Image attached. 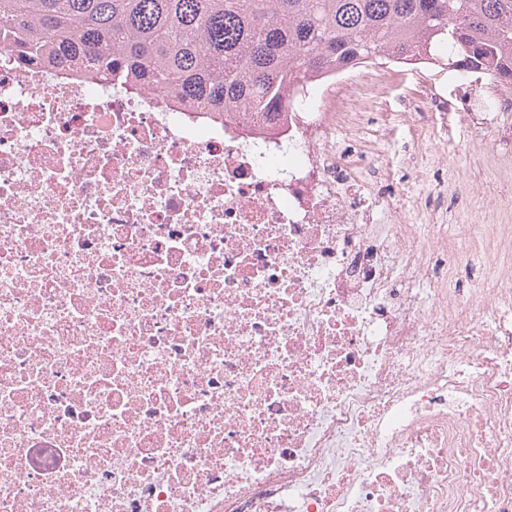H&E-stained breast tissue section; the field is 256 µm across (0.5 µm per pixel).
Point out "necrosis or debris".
Segmentation results:
<instances>
[{"mask_svg":"<svg viewBox=\"0 0 512 512\" xmlns=\"http://www.w3.org/2000/svg\"><path fill=\"white\" fill-rule=\"evenodd\" d=\"M472 82L492 199L512 97ZM387 86L220 119L0 41V512H512V208L453 238L372 187Z\"/></svg>","mask_w":512,"mask_h":512,"instance_id":"obj_1","label":"necrosis or debris"}]
</instances>
